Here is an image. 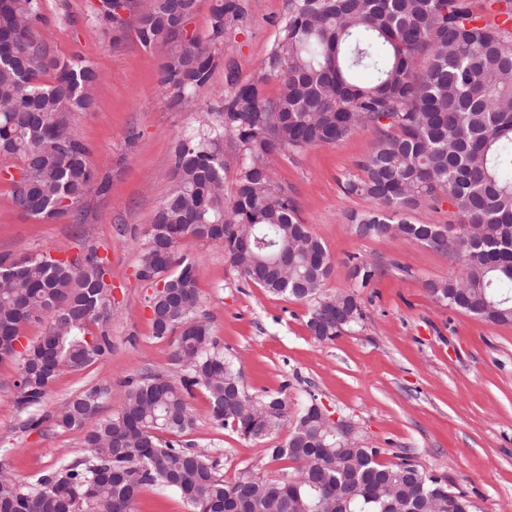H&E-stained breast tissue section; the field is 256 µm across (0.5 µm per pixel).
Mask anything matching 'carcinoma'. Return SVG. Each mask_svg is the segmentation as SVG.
Returning a JSON list of instances; mask_svg holds the SVG:
<instances>
[{"label": "carcinoma", "instance_id": "obj_1", "mask_svg": "<svg viewBox=\"0 0 512 512\" xmlns=\"http://www.w3.org/2000/svg\"><path fill=\"white\" fill-rule=\"evenodd\" d=\"M96 23L106 34L127 29L145 49L164 51L160 83L182 108L209 85L227 24L245 16L243 0H216L206 38L184 35L181 20L197 0H104ZM497 23L472 0H288L278 39L258 77L235 86L217 119L184 135L174 155L175 183L156 207L137 276L153 336L171 339L172 373L126 382L117 412L101 416L102 391L70 399L56 416L64 429L85 430L86 456L42 474L32 489L0 476V512H135L145 487L178 493L191 512H334L329 504L356 484L344 512H408L424 497L433 512H475L463 492L424 471L408 454L378 461L381 449L342 448L304 405L288 440L267 452L292 461L277 477L220 478L216 463L183 440L194 425L190 399L207 395L215 424L262 442L288 421L285 396H253L234 360L200 315L198 264L181 254L182 241L224 246L241 276L277 295L312 302L307 320L319 341L362 325L365 313L351 291L320 294L331 274L326 247L302 224L295 200L273 178L277 155L301 154L369 130L372 150L360 177L342 182L347 194L373 203L354 230L365 238L404 237L450 255L459 271L427 283L439 304L498 324H512V0H488ZM45 0H0V172L14 178L15 206L35 220L79 210L84 197L105 191L74 129L77 114L95 109L96 65L56 55L40 29ZM275 79L279 89L266 94ZM244 163L235 191L224 194L225 137ZM448 197L461 230L413 224L406 218L428 201ZM104 259L89 252L83 266L38 253L0 257V358L15 357L16 401L40 408L63 368L81 369L111 350L101 324L112 315V285ZM44 320L34 343L14 346L23 327Z\"/></svg>", "mask_w": 512, "mask_h": 512}]
</instances>
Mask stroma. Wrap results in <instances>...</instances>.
Returning <instances> with one entry per match:
<instances>
[{"label":"stroma","instance_id":"35a3bbf8","mask_svg":"<svg viewBox=\"0 0 512 512\" xmlns=\"http://www.w3.org/2000/svg\"><path fill=\"white\" fill-rule=\"evenodd\" d=\"M44 32L62 56L92 59L100 72L94 111L78 115L75 129L89 146L107 193H90L78 218L37 221L13 204L0 180V255L19 259L49 252L74 262L89 251L109 260L112 351L103 361L61 371L30 428V410L16 403L17 362L0 360V467L26 484L60 462L86 454L84 432L63 430L55 417L73 397L105 386L100 413L125 403V379L171 370L169 340L152 334L145 299L148 284L136 277L147 246L145 230L171 191L179 139L197 126L199 112L217 111L232 87L247 82L271 51L287 0H244L243 20L230 23L215 50L209 85L196 94L198 112L170 108L160 84L161 50L143 49L134 30L112 41L95 22L98 0H45ZM374 135L354 132L336 144L299 155L276 156L275 180L297 203L299 216L333 259L322 292L356 291L366 319L362 328L322 342L306 326L309 303L275 295L245 281L222 245L195 240L180 250L200 261V311L213 336L232 356L253 394L285 392L289 413L317 399L329 415L352 422L360 444L379 449L388 464L407 453L423 470L465 492L477 512H512V325H496L438 305L427 284L453 275L454 259L406 239H370L354 232L353 217L369 208L340 182L358 173ZM373 264L376 280L358 287L350 257ZM194 426L187 439L218 463L232 482L245 474L274 476L285 468L269 448L284 444L283 425L264 443L217 426L204 391L192 400Z\"/></svg>","mask_w":512,"mask_h":512}]
</instances>
